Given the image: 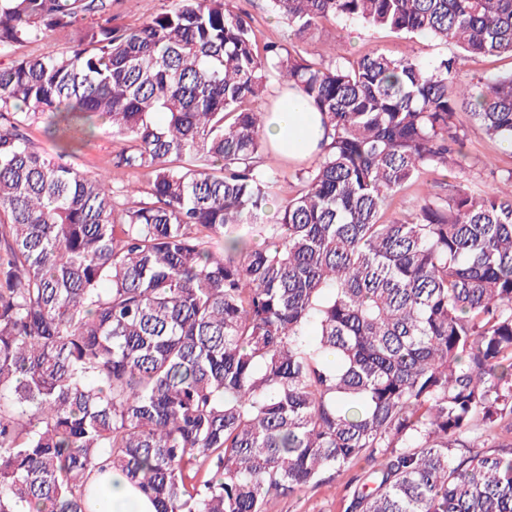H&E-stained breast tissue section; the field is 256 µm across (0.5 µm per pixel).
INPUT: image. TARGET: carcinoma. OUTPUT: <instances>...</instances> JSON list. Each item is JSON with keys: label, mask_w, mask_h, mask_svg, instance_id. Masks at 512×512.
<instances>
[{"label": "carcinoma", "mask_w": 512, "mask_h": 512, "mask_svg": "<svg viewBox=\"0 0 512 512\" xmlns=\"http://www.w3.org/2000/svg\"><path fill=\"white\" fill-rule=\"evenodd\" d=\"M113 0H0V512H94L116 471L156 512H268L359 461L344 512H512V171L507 186L383 220L425 169L462 166L456 114L512 143V0H268L259 44L225 0L136 27ZM357 20L459 53L316 61ZM323 119L284 186L267 164L271 82ZM45 124L57 158L24 129ZM118 144L107 186L67 161ZM78 31L69 29L67 31H59L54 35L46 38H40L33 41L24 42L16 45L10 51L9 58H0L3 67L9 62V59L16 60L24 56L38 55L42 53H52L59 49L75 45L78 39ZM512 60L503 57H472L465 60L464 70L478 79H485L499 72L511 69Z\"/></svg>", "instance_id": "obj_1"}]
</instances>
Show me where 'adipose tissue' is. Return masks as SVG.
<instances>
[{"label":"adipose tissue","mask_w":512,"mask_h":512,"mask_svg":"<svg viewBox=\"0 0 512 512\" xmlns=\"http://www.w3.org/2000/svg\"><path fill=\"white\" fill-rule=\"evenodd\" d=\"M277 102L267 123L276 151L288 157L311 155L322 136L319 113L311 111L295 89L280 92ZM95 485L104 503L102 512H155L153 504L118 473L98 476Z\"/></svg>","instance_id":"adipose-tissue-1"}]
</instances>
